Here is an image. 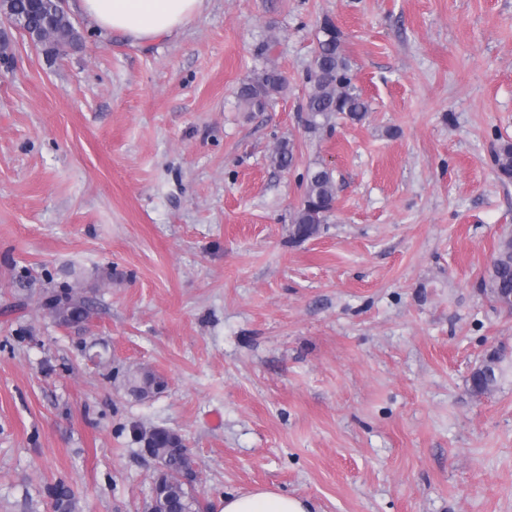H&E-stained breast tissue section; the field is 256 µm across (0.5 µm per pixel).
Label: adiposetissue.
<instances>
[{"instance_id": "1", "label": "adipose tissue", "mask_w": 512, "mask_h": 512, "mask_svg": "<svg viewBox=\"0 0 512 512\" xmlns=\"http://www.w3.org/2000/svg\"><path fill=\"white\" fill-rule=\"evenodd\" d=\"M204 0H79L97 27L136 43L173 35L199 16ZM220 512H310L309 503L272 489L225 495Z\"/></svg>"}]
</instances>
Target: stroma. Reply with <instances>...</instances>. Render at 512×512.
Listing matches in <instances>:
<instances>
[{"mask_svg": "<svg viewBox=\"0 0 512 512\" xmlns=\"http://www.w3.org/2000/svg\"><path fill=\"white\" fill-rule=\"evenodd\" d=\"M49 59L20 31L0 68V512H145L157 463L187 444L204 512L260 488L315 512H512V314L482 280L512 233V0H205L134 46L95 28ZM365 120L305 124L324 19ZM272 65L273 108L237 90ZM295 165L272 156L282 141ZM316 164L336 209L298 241ZM81 328L40 306L64 270ZM150 368L152 398L124 378ZM493 163L499 176L504 180L512 179V141L500 142L493 152Z\"/></svg>", "mask_w": 512, "mask_h": 512, "instance_id": "stroma-1", "label": "stroma"}]
</instances>
